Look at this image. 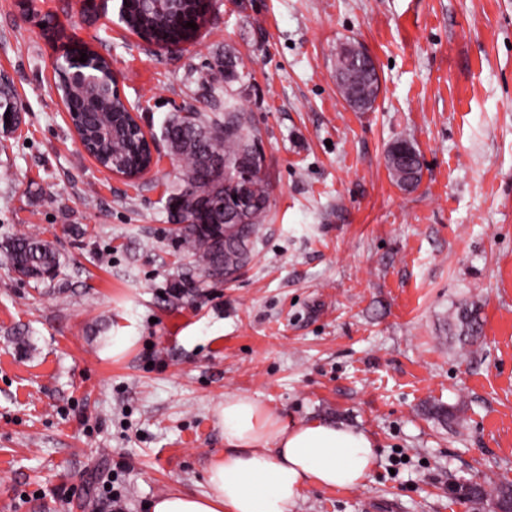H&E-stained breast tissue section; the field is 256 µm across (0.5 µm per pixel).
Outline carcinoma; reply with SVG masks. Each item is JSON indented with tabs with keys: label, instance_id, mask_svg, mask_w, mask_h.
<instances>
[{
	"label": "carcinoma",
	"instance_id": "1",
	"mask_svg": "<svg viewBox=\"0 0 512 512\" xmlns=\"http://www.w3.org/2000/svg\"><path fill=\"white\" fill-rule=\"evenodd\" d=\"M121 21L134 34L163 47L194 33L187 27L188 14L158 11L152 0H129ZM210 75L217 88L244 79L234 55L224 57V61L211 68ZM336 81L342 98L359 111L379 93L377 72L366 67L349 46L336 53ZM59 92L65 106L78 111L86 147L104 167L135 172L149 164L150 155L137 138L130 139L122 154L114 158L112 146L92 136L91 122L85 120V113L97 112L102 120L112 117L114 112L127 111L119 96L95 101L91 91L62 84ZM161 139L182 172L183 184L170 196L182 214L193 217L200 213L206 198L224 195V211L209 216V224L178 229L179 247L205 272L218 264L243 268L250 257L249 242L261 228L269 200L267 185L250 170L249 157L257 155L260 146L248 113L237 99L226 97L222 112L173 114L162 127ZM387 165L400 187L421 179L420 153L406 138H399L390 146ZM236 178L246 185L245 200L241 203L233 199L231 182ZM0 259L19 279L36 283L53 281L61 267L53 246L32 236L14 237L0 244ZM456 319L464 341L471 342L482 334L475 306L460 307ZM486 495H497L504 504H512V484H476L470 500L481 503Z\"/></svg>",
	"mask_w": 512,
	"mask_h": 512
}]
</instances>
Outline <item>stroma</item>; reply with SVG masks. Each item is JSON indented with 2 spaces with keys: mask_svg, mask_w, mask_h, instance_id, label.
<instances>
[{
  "mask_svg": "<svg viewBox=\"0 0 512 512\" xmlns=\"http://www.w3.org/2000/svg\"><path fill=\"white\" fill-rule=\"evenodd\" d=\"M118 6L34 0L111 60L150 132L239 96L269 209L239 277L205 279L168 217L176 162L161 153L139 180L98 168L55 91L54 45L0 0V73L23 104L0 132V242L36 234L61 259L39 286L0 263V512H108L112 479L126 512L204 492L230 393L375 442L371 481L309 489L289 512H488L453 488L512 484V0H213L177 51ZM348 42L379 70L368 112L337 88ZM229 52L246 79L213 89ZM399 138L423 163L411 191L386 166ZM116 336L134 339L118 356ZM460 335L465 342H471L482 334V323L474 305L461 306L456 314Z\"/></svg>",
  "mask_w": 512,
  "mask_h": 512,
  "instance_id": "obj_1",
  "label": "stroma"
}]
</instances>
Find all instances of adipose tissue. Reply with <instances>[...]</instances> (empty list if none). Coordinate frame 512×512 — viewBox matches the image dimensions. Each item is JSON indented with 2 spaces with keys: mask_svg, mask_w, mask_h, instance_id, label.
Here are the masks:
<instances>
[{
  "mask_svg": "<svg viewBox=\"0 0 512 512\" xmlns=\"http://www.w3.org/2000/svg\"><path fill=\"white\" fill-rule=\"evenodd\" d=\"M217 417L224 450L206 466V491L172 490L150 512H288L308 487L361 486L374 471L375 445L361 430L289 424L243 393L225 395Z\"/></svg>",
  "mask_w": 512,
  "mask_h": 512,
  "instance_id": "1",
  "label": "adipose tissue"
}]
</instances>
